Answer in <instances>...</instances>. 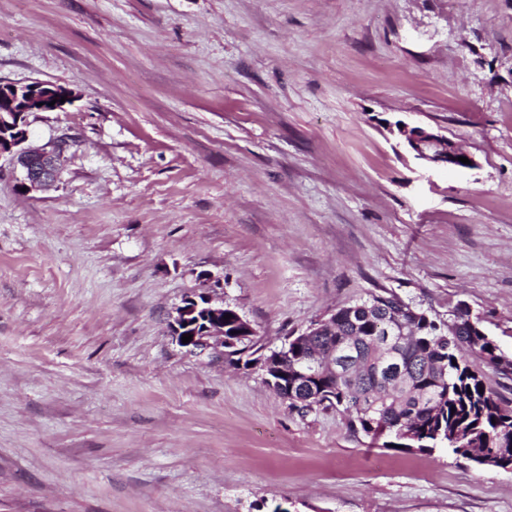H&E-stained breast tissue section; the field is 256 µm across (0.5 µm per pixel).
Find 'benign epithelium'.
I'll return each instance as SVG.
<instances>
[{
  "mask_svg": "<svg viewBox=\"0 0 512 512\" xmlns=\"http://www.w3.org/2000/svg\"><path fill=\"white\" fill-rule=\"evenodd\" d=\"M1 89L7 91L8 95L0 106V129L3 130L17 129L31 112L61 110L64 104L76 98L75 92L69 87L50 82L17 84L0 80ZM63 96L66 100L61 103L59 99ZM394 127L413 157L424 164L457 170L478 167L473 156L432 129L411 126L402 121L396 122ZM27 141L26 130L5 143L0 141V158L9 157L13 167L21 170L23 185L29 191H36L56 180L62 145L31 146ZM461 157L468 158L470 163L460 162ZM169 330L172 340L182 348L199 356H224V301L206 292L186 296L176 308V315L169 322ZM188 333L192 335V340L182 342V336Z\"/></svg>",
  "mask_w": 512,
  "mask_h": 512,
  "instance_id": "1",
  "label": "benign epithelium"
}]
</instances>
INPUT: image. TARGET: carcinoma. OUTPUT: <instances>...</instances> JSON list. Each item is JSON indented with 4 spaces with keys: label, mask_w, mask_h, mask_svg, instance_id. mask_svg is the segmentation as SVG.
<instances>
[{
    "label": "carcinoma",
    "mask_w": 512,
    "mask_h": 512,
    "mask_svg": "<svg viewBox=\"0 0 512 512\" xmlns=\"http://www.w3.org/2000/svg\"><path fill=\"white\" fill-rule=\"evenodd\" d=\"M504 375L507 355L466 308L438 323L394 295L374 294L335 310L317 335L267 354L302 380L296 409L341 407L383 448L444 447L484 468H512V406L486 387L462 347Z\"/></svg>",
    "instance_id": "cac0c4a2"
}]
</instances>
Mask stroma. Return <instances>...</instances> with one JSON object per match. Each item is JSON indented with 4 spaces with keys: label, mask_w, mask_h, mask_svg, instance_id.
Segmentation results:
<instances>
[{
    "label": "stroma",
    "mask_w": 512,
    "mask_h": 512,
    "mask_svg": "<svg viewBox=\"0 0 512 512\" xmlns=\"http://www.w3.org/2000/svg\"><path fill=\"white\" fill-rule=\"evenodd\" d=\"M0 79L77 94L28 117L53 187L0 164V512H512V470L373 445L167 328L211 288L270 350L391 293L512 354V0H0ZM394 127L413 157L424 164L457 170H472L479 166L475 158L457 143L432 129L402 121L396 122ZM458 157H467L471 164H463Z\"/></svg>",
    "instance_id": "stroma-1"
}]
</instances>
